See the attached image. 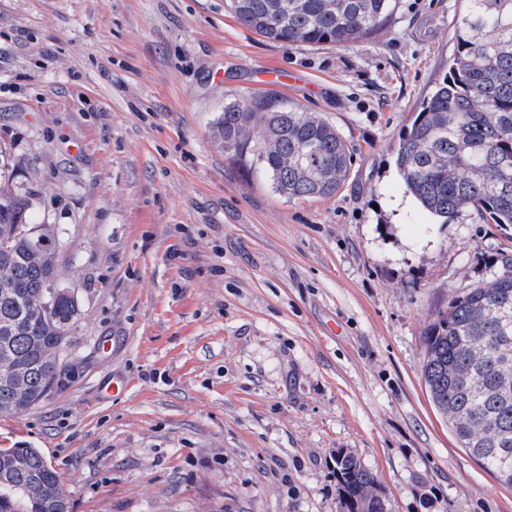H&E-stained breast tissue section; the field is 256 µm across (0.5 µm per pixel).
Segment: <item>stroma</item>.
Masks as SVG:
<instances>
[{
  "mask_svg": "<svg viewBox=\"0 0 512 512\" xmlns=\"http://www.w3.org/2000/svg\"><path fill=\"white\" fill-rule=\"evenodd\" d=\"M461 8L397 0L367 41L285 48L227 0H0V155L79 305L73 374L0 448L39 449L72 512H337L340 449L387 512H512L422 374L425 326L512 225L441 223L395 165ZM250 94L338 129L336 195L287 199L213 144Z\"/></svg>",
  "mask_w": 512,
  "mask_h": 512,
  "instance_id": "obj_1",
  "label": "stroma"
}]
</instances>
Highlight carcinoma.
I'll use <instances>...</instances> for the list:
<instances>
[{
	"label": "carcinoma",
	"mask_w": 512,
	"mask_h": 512,
	"mask_svg": "<svg viewBox=\"0 0 512 512\" xmlns=\"http://www.w3.org/2000/svg\"><path fill=\"white\" fill-rule=\"evenodd\" d=\"M448 72L402 132L396 166L406 190L432 215L469 212L512 224V0H463ZM396 0H230L245 25L284 47L352 43L385 24ZM215 145L251 162L278 194L326 198L345 184L351 155L316 112L242 96L224 104ZM28 192L0 182V416L38 405L66 371L58 363L78 305L65 296L46 315L55 278L51 226L36 235ZM489 276L454 297L425 327L423 377L462 446L512 487V396L498 391L512 361V255L484 260ZM341 512H387L375 475L349 452L335 458ZM0 512H70L60 475L35 448H0Z\"/></svg>",
	"instance_id": "obj_1"
}]
</instances>
